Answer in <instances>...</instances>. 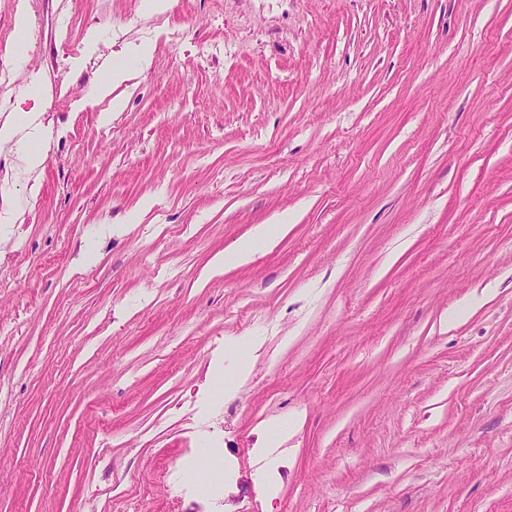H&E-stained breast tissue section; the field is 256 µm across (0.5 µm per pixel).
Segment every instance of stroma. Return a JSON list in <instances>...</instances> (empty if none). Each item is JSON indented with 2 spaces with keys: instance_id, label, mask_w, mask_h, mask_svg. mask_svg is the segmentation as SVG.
Instances as JSON below:
<instances>
[{
  "instance_id": "35a3bbf8",
  "label": "stroma",
  "mask_w": 512,
  "mask_h": 512,
  "mask_svg": "<svg viewBox=\"0 0 512 512\" xmlns=\"http://www.w3.org/2000/svg\"><path fill=\"white\" fill-rule=\"evenodd\" d=\"M25 8L0 123L38 113L47 155L0 145V512H512V0ZM143 42L101 123V58ZM208 440L219 499L157 479ZM268 225L261 226L253 236L238 241L229 253L217 254L211 261L212 274H219L223 267L230 264H243L248 262L257 251L259 242L269 240Z\"/></svg>"
}]
</instances>
